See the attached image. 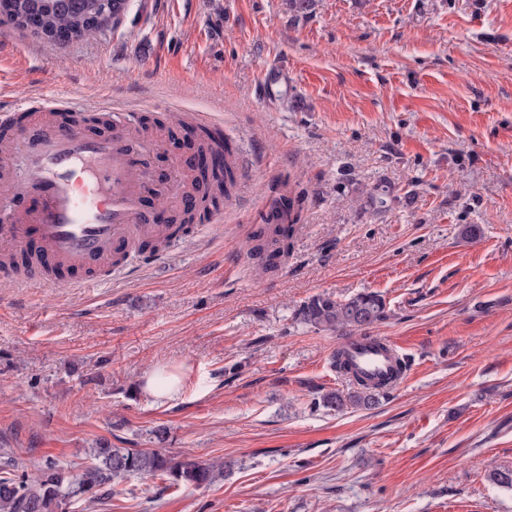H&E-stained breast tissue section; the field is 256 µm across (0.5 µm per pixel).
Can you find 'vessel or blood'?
<instances>
[{
    "label": "vessel or blood",
    "instance_id": "b4317fda",
    "mask_svg": "<svg viewBox=\"0 0 512 512\" xmlns=\"http://www.w3.org/2000/svg\"><path fill=\"white\" fill-rule=\"evenodd\" d=\"M132 121L111 119L109 131L93 135L80 125L65 127L42 119L23 130L28 178L15 179L8 163L0 177L13 193L37 194L38 209L21 212L0 202V239L23 250L36 244L40 259L30 268L72 267L91 279L130 272L127 256L141 243L167 236L165 225L150 223L142 193L150 181L144 156L149 137L130 134ZM341 349L352 373L376 382L389 378L399 355L385 338L351 336Z\"/></svg>",
    "mask_w": 512,
    "mask_h": 512
}]
</instances>
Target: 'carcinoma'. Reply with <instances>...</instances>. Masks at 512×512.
Wrapping results in <instances>:
<instances>
[{
	"mask_svg": "<svg viewBox=\"0 0 512 512\" xmlns=\"http://www.w3.org/2000/svg\"><path fill=\"white\" fill-rule=\"evenodd\" d=\"M13 16L19 28L40 33L51 27L61 34L72 32L89 38L112 24V16L101 15L103 0H11ZM199 153L210 155L219 163L210 169H199L197 184L203 186L202 195L190 201L185 215L193 219L197 207L215 206L218 195L225 194L233 183L234 172L229 162L232 150L207 130L200 131ZM290 224L268 225L252 237V257L266 261V268L277 265L266 257L284 254L286 240L294 233ZM302 319L323 331L351 333L362 331L386 318V303L376 292L358 294L338 301L330 295L319 294L309 298L300 309ZM384 385L360 386L348 397L336 392L322 396L323 406L341 410L351 403L368 407L378 401ZM159 478L166 488H202L224 476V463L192 455H174L163 448H113L103 445L93 449L90 461L79 469L46 459L30 472L16 458L0 465V512H69L75 501L101 505L111 497L115 488L132 476Z\"/></svg>",
	"mask_w": 512,
	"mask_h": 512,
	"instance_id": "obj_1",
	"label": "carcinoma"
}]
</instances>
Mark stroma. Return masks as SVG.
<instances>
[{"instance_id": "1", "label": "stroma", "mask_w": 512, "mask_h": 512, "mask_svg": "<svg viewBox=\"0 0 512 512\" xmlns=\"http://www.w3.org/2000/svg\"><path fill=\"white\" fill-rule=\"evenodd\" d=\"M105 93L157 127V183L193 156L183 120L222 129L236 182L162 261L0 281V456L76 468L163 427L223 479L134 477L94 512H512L488 479L512 469V0H130L66 45L0 26L1 109L57 95L92 113ZM282 197L295 232L262 273L251 237ZM364 292L407 378L368 408L318 406L353 387L330 364L341 337L299 309ZM162 365L183 383L159 402L140 383Z\"/></svg>"}]
</instances>
